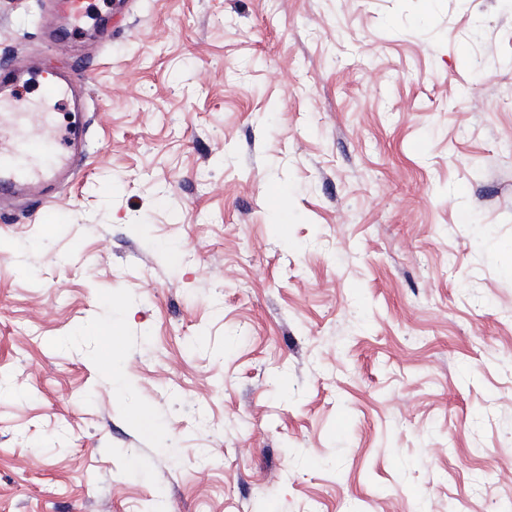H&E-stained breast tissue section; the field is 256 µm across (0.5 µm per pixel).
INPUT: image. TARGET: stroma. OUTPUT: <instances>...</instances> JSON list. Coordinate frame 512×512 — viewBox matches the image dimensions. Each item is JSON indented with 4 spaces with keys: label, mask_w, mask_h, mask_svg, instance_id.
I'll list each match as a JSON object with an SVG mask.
<instances>
[{
    "label": "stroma",
    "mask_w": 512,
    "mask_h": 512,
    "mask_svg": "<svg viewBox=\"0 0 512 512\" xmlns=\"http://www.w3.org/2000/svg\"><path fill=\"white\" fill-rule=\"evenodd\" d=\"M50 22L0 0V59L94 66L87 167L0 216V512H512V7Z\"/></svg>",
    "instance_id": "stroma-1"
}]
</instances>
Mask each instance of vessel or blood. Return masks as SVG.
Returning <instances> with one entry per match:
<instances>
[{
	"instance_id": "b4317fda",
	"label": "vessel or blood",
	"mask_w": 512,
	"mask_h": 512,
	"mask_svg": "<svg viewBox=\"0 0 512 512\" xmlns=\"http://www.w3.org/2000/svg\"><path fill=\"white\" fill-rule=\"evenodd\" d=\"M86 0H55L57 10L73 28L86 17ZM37 83L39 97L25 102L28 83ZM87 75L35 71L0 65V201L18 194L53 197L87 160L85 94ZM56 102L69 108L65 130L52 127L41 104Z\"/></svg>"
}]
</instances>
